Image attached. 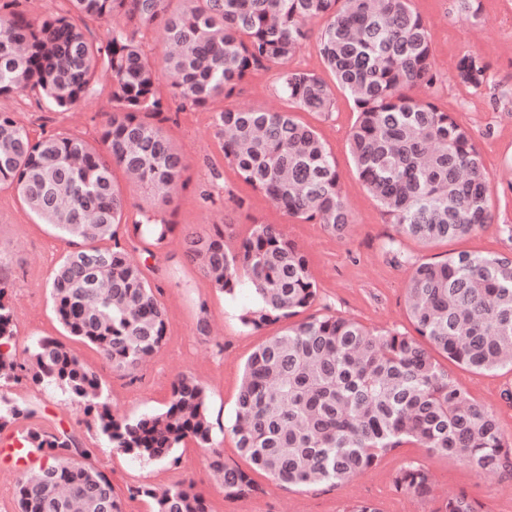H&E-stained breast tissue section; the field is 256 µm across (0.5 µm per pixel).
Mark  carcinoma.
Here are the masks:
<instances>
[{
	"instance_id": "cac0c4a2",
	"label": "carcinoma",
	"mask_w": 512,
	"mask_h": 512,
	"mask_svg": "<svg viewBox=\"0 0 512 512\" xmlns=\"http://www.w3.org/2000/svg\"><path fill=\"white\" fill-rule=\"evenodd\" d=\"M70 10L99 23L121 14L98 41L68 14L30 20L0 16V96L35 90L46 105L68 112L95 93L102 66L112 78L111 111L102 146L68 134L37 140L12 112H0V184L14 186L40 224L71 250L53 269L48 292L69 336L101 352L112 368L136 370L163 344L166 309L133 253L153 255L175 231L162 211L183 188L184 154L164 135L171 106L158 93L160 71L175 77L174 96L208 107L231 95L255 70L280 67V92L297 108L329 116L335 91L351 99L356 120L349 151L368 191L398 226L424 244L472 234L490 223V177L470 130L428 99L409 94L439 81L422 18L409 0H67ZM320 22L318 44L334 83L288 68ZM156 27L171 50L158 69L137 38ZM476 53L459 58L456 79L473 88L488 79ZM212 123L224 159L251 189L288 217L343 235L352 217L331 152L314 128L288 111L217 110ZM135 176L155 201L126 214L114 168ZM127 226L129 244L115 240ZM228 223L184 234L185 256L213 286L233 296L242 281L258 305L238 316L259 330H283L247 358L231 432L251 466L224 462L213 448L205 386L188 376L172 384L159 412L137 418L113 413L96 372L61 342L36 340L29 367L12 351V284L0 256V382L27 371L85 406L113 448L143 461L177 462L187 440L211 449L209 465L236 502L262 491V472L288 490L341 485L413 444L436 456L512 476V437L477 404L434 354L475 373L512 368V257L459 252L415 262L406 305L416 335L377 331L336 315L292 318L311 308L318 288L307 255L280 224H254L236 244ZM113 241L103 247L101 242ZM35 411L0 403V430ZM24 444L41 458L19 479V512H123L112 481L86 463L91 449L64 428L30 430ZM394 491L433 504L431 512H484L460 491L436 496L429 468L410 461L392 477ZM131 495L152 512H210L206 497L178 483L162 494L142 485Z\"/></svg>"
}]
</instances>
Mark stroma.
Wrapping results in <instances>:
<instances>
[{
  "label": "stroma",
  "instance_id": "1",
  "mask_svg": "<svg viewBox=\"0 0 512 512\" xmlns=\"http://www.w3.org/2000/svg\"><path fill=\"white\" fill-rule=\"evenodd\" d=\"M410 7L427 25L432 66L441 78L433 93L416 88L412 94L429 97L440 111L451 113L471 129L492 180L491 223L464 238L428 246L399 236L396 225L355 171L348 136L356 114L351 100L341 91L330 116L300 110L295 116L312 125L331 151L352 223L339 237L322 225L288 218L240 179L224 157L210 110L186 106L175 99L174 79L165 73L160 77L159 91L171 101L172 118L162 128L183 151L189 168L185 188L174 195L166 209L167 219L176 226L175 233L165 248L146 261L148 277L158 287V298L168 314L164 344L148 363L127 373L113 370L91 345L65 335L53 311L47 283L68 247L46 225L36 223L15 189L3 184L0 254L6 259L13 283V350L18 361L28 363L32 344L39 338L63 339L72 353L100 376L113 412L126 417L162 409L175 376L195 377L208 391L214 437L225 460L241 466L245 460L235 447L230 426L242 369L253 349L280 327L274 324L258 331L244 330L238 315L252 302L249 288H242L233 297L213 288L199 268L186 259L183 232L229 221L242 236L256 222L283 225L309 258L319 291L313 313H332L375 330L408 334L413 331L406 307L411 262L460 251L512 256V0H480L474 16L462 10L461 0H410ZM469 52L479 53L490 65L489 81L478 89L464 86L454 77L458 58ZM111 85L108 76H100L98 95L71 112L49 109L31 91L0 97V110L15 113L32 138L76 134L94 143L100 137L102 114L110 107ZM217 105L230 110L282 111L289 107L273 67L253 72L239 90L218 100ZM392 241L398 247L394 254L387 250ZM202 319L208 324L204 335L197 329ZM448 370L477 403L496 413L504 434L512 436V402L503 397L504 390H512V370L475 374L454 364ZM0 395L35 411L34 417L1 429V439H15L28 428L62 422L91 448V464L111 477L124 512H151L150 499L130 497L131 487H167L189 480L206 493L212 512H342L353 500L384 505L397 498L391 486L392 473L412 459L432 470L438 493L463 491L479 500L484 512H512V477L409 445L389 454L378 468L353 476L338 487L288 491L260 474L256 480L264 487V494L232 503L225 501L214 479L208 449L190 442L179 449L178 463H142L113 449L83 406L71 403L55 387L35 384L23 376L1 384Z\"/></svg>",
  "mask_w": 512,
  "mask_h": 512
}]
</instances>
